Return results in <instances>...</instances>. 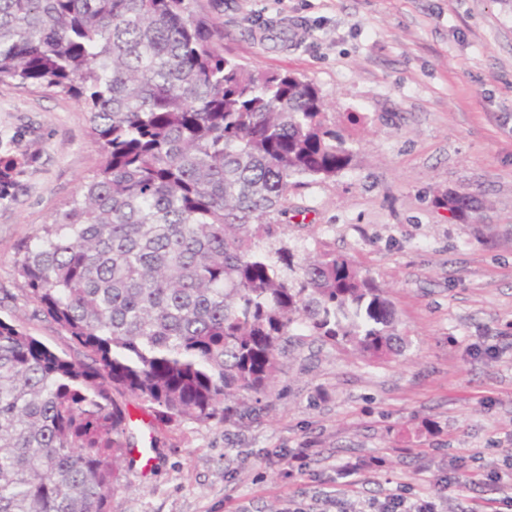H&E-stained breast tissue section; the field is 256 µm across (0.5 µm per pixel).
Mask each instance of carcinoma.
Instances as JSON below:
<instances>
[{
	"mask_svg": "<svg viewBox=\"0 0 512 512\" xmlns=\"http://www.w3.org/2000/svg\"><path fill=\"white\" fill-rule=\"evenodd\" d=\"M182 2L0 0V81L69 95L104 153L17 252L29 298L84 358L0 321V512H107L135 447L127 398L228 424L262 403L292 336L369 360L407 346L372 277L332 251L294 264L269 221L298 179L353 155L319 89L217 53Z\"/></svg>",
	"mask_w": 512,
	"mask_h": 512,
	"instance_id": "obj_1",
	"label": "carcinoma"
}]
</instances>
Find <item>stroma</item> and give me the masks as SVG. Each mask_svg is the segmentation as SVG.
I'll use <instances>...</instances> for the list:
<instances>
[{"label":"stroma","instance_id":"stroma-1","mask_svg":"<svg viewBox=\"0 0 512 512\" xmlns=\"http://www.w3.org/2000/svg\"><path fill=\"white\" fill-rule=\"evenodd\" d=\"M224 57L320 90L349 166L304 179L272 216L299 255H347L385 289L410 341L384 361L307 337L287 347L267 406L242 422L155 421L150 467L121 463L109 512H353L452 466L512 484V0H184ZM0 320L59 354L34 313L21 242L68 210L102 165L89 114L57 89L0 82ZM468 194L455 216L448 192ZM312 442L297 467L289 451ZM377 460L359 499L336 469Z\"/></svg>","mask_w":512,"mask_h":512}]
</instances>
